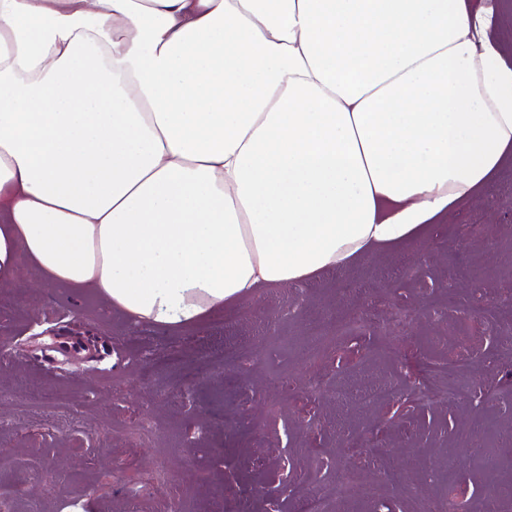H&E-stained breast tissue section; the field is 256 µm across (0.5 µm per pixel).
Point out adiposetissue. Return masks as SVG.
I'll list each match as a JSON object with an SVG mask.
<instances>
[{
	"instance_id": "obj_1",
	"label": "adipose tissue",
	"mask_w": 512,
	"mask_h": 512,
	"mask_svg": "<svg viewBox=\"0 0 512 512\" xmlns=\"http://www.w3.org/2000/svg\"><path fill=\"white\" fill-rule=\"evenodd\" d=\"M498 0H0V282L178 330L421 239L512 154Z\"/></svg>"
}]
</instances>
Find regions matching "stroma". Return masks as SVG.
<instances>
[{"label":"stroma","mask_w":512,"mask_h":512,"mask_svg":"<svg viewBox=\"0 0 512 512\" xmlns=\"http://www.w3.org/2000/svg\"><path fill=\"white\" fill-rule=\"evenodd\" d=\"M393 312L407 325H389ZM363 318L356 335L309 354L333 316ZM104 322L109 351L63 373L34 358L31 334ZM472 351L470 391L418 394L430 358ZM512 162L479 199L431 225L426 242L377 252L342 273L261 288L178 332L133 326L88 291L45 287L19 260L0 286V512H301L292 483L378 485L336 512H478L488 493L512 496ZM329 382L326 392L314 381ZM392 387L379 403L363 392ZM346 397L337 400V389ZM80 400L44 410L32 394ZM479 426L497 468L459 437ZM383 445L403 483L386 480L366 436Z\"/></svg>","instance_id":"35a3bbf8"}]
</instances>
